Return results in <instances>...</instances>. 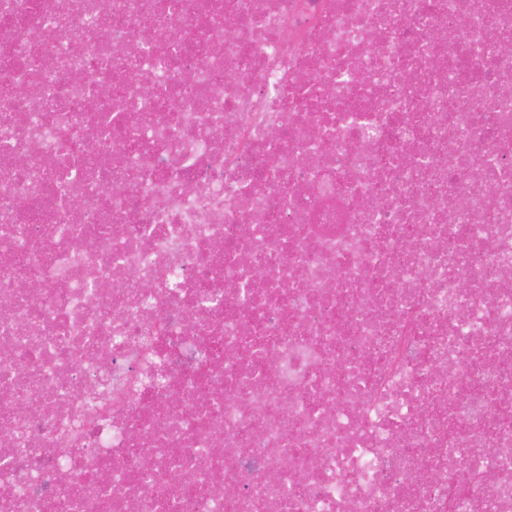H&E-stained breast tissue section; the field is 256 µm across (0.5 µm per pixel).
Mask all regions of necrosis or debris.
Wrapping results in <instances>:
<instances>
[{"instance_id": "obj_1", "label": "necrosis or debris", "mask_w": 512, "mask_h": 512, "mask_svg": "<svg viewBox=\"0 0 512 512\" xmlns=\"http://www.w3.org/2000/svg\"><path fill=\"white\" fill-rule=\"evenodd\" d=\"M505 44L512 0H0V512H512Z\"/></svg>"}]
</instances>
